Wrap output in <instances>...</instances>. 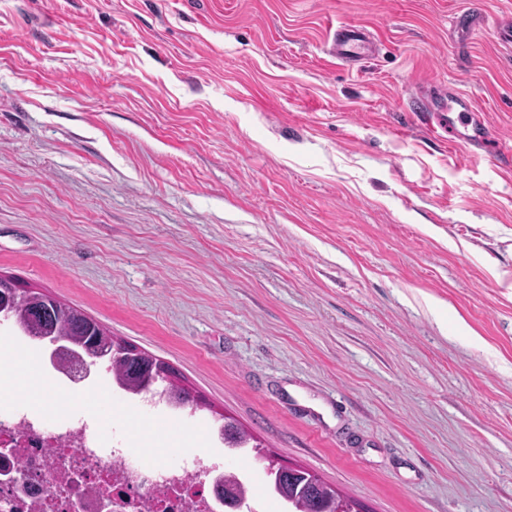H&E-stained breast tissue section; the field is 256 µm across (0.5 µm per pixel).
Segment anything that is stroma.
Segmentation results:
<instances>
[{
    "label": "stroma",
    "instance_id": "stroma-1",
    "mask_svg": "<svg viewBox=\"0 0 512 512\" xmlns=\"http://www.w3.org/2000/svg\"><path fill=\"white\" fill-rule=\"evenodd\" d=\"M469 0H0V274L169 363L198 409L42 380L144 461L232 418L362 512H512V56ZM378 42L353 69L336 26ZM498 133L448 145L425 79ZM453 22L457 27L470 32L487 25V16L481 1H473L470 6L454 16ZM410 104L412 105L415 112L420 113L423 118L426 120V124L429 125L432 129H435L433 126V122L435 121L437 125L443 129L444 131L448 128V136L449 142H454L456 138L460 136H466L467 141L470 145L474 147L482 148L485 146L486 142L490 139V132L488 128L481 122L479 118V112H482L480 109L475 107L470 100L466 98H458L453 101L454 105L459 107L460 112H468L470 119L467 123V129L469 133L462 135L458 134L454 123L447 118V115L444 112H452L454 106L443 107L442 110L434 111L429 105L428 99L424 96L419 90H415L409 98ZM431 112H441L439 114H434ZM450 130V131H449Z\"/></svg>",
    "mask_w": 512,
    "mask_h": 512
}]
</instances>
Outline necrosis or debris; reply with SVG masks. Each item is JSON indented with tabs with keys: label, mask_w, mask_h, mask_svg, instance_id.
<instances>
[{
	"label": "necrosis or debris",
	"mask_w": 512,
	"mask_h": 512,
	"mask_svg": "<svg viewBox=\"0 0 512 512\" xmlns=\"http://www.w3.org/2000/svg\"><path fill=\"white\" fill-rule=\"evenodd\" d=\"M15 445L12 460H0V512H264L247 497L225 504L215 480L224 467L215 459L182 453L178 462L145 465L119 434L105 435L89 414L53 419L24 407L0 410V441Z\"/></svg>",
	"instance_id": "1"
}]
</instances>
